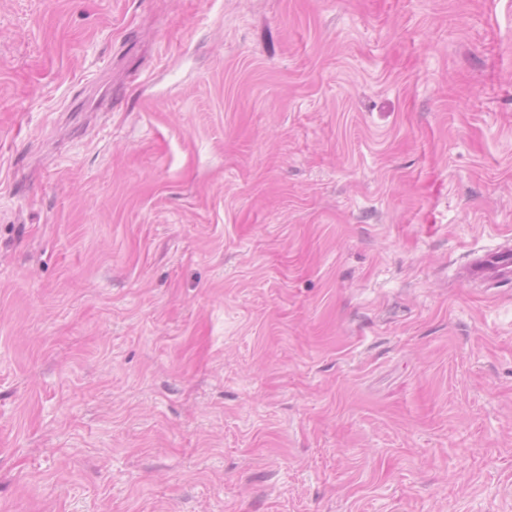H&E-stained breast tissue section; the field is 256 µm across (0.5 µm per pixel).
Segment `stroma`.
I'll return each instance as SVG.
<instances>
[{"label":"stroma","mask_w":512,"mask_h":512,"mask_svg":"<svg viewBox=\"0 0 512 512\" xmlns=\"http://www.w3.org/2000/svg\"><path fill=\"white\" fill-rule=\"evenodd\" d=\"M512 0H0V512H512ZM472 274L490 281L511 278L512 250L507 248L486 253L478 262L470 264L469 277Z\"/></svg>","instance_id":"stroma-1"}]
</instances>
